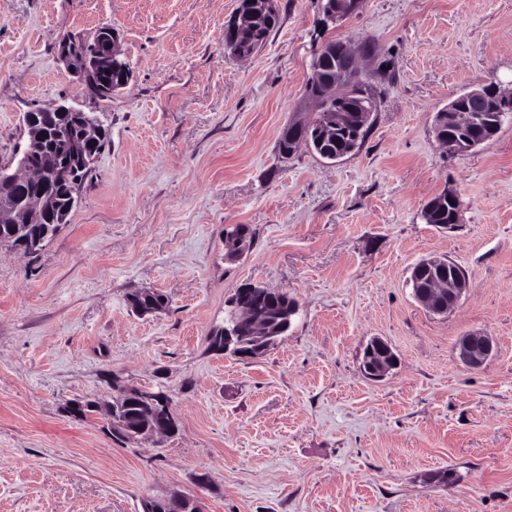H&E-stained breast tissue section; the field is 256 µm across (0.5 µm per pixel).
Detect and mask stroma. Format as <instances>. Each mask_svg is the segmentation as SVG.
<instances>
[{"label": "stroma", "instance_id": "obj_1", "mask_svg": "<svg viewBox=\"0 0 512 512\" xmlns=\"http://www.w3.org/2000/svg\"><path fill=\"white\" fill-rule=\"evenodd\" d=\"M277 2L279 26L238 60V0H0V166L25 113L63 99L108 139L40 253L0 245V512H142L174 491L201 512H512V123L463 155L434 133L457 94L512 82V0H364L328 29L319 0ZM107 25L131 77L101 100L57 45ZM333 39L377 47L360 61L383 75L365 142L335 163L281 158ZM446 188L452 229L422 217ZM237 224L255 240L230 262ZM430 256L469 277L445 315L409 286ZM246 284L288 292L298 318L259 357L210 352ZM137 290L166 309L135 315ZM474 330L496 341L475 370L456 349ZM373 337L399 359L378 382L360 370ZM115 379L165 390L177 434L122 444L64 413ZM444 468L455 483H428Z\"/></svg>", "mask_w": 512, "mask_h": 512}]
</instances>
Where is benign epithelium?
I'll use <instances>...</instances> for the list:
<instances>
[{
  "instance_id": "benign-epithelium-1",
  "label": "benign epithelium",
  "mask_w": 512,
  "mask_h": 512,
  "mask_svg": "<svg viewBox=\"0 0 512 512\" xmlns=\"http://www.w3.org/2000/svg\"><path fill=\"white\" fill-rule=\"evenodd\" d=\"M274 0H247V3L238 7L236 14L225 24L224 30L239 33L253 20L254 11H266L271 9ZM362 7V0H330L329 17L333 21L345 19L346 16L356 12ZM59 59L69 69L78 75L90 68H96L104 60H109L115 65L125 60V54L120 46L119 33L112 27H104L98 31L93 40L84 43V47L77 52H63ZM358 52L351 55V64L343 75L336 79V83L325 90V96L338 102L348 98L349 88L360 77L357 66ZM491 94L504 102L512 100V88H505L497 81H491L478 89L469 91L470 97L481 99ZM304 101L310 107L308 112H298L284 126V131L295 138L312 122L317 113L322 110V99L309 92L304 94ZM55 112H68L80 120L84 139L96 136L97 125L85 118V113L58 102L51 107H41L37 112H29L26 117L31 122H38L50 117ZM52 161L49 156L43 155L39 162L32 163L27 158H21L16 166L11 168L0 167V195L9 199V192L19 184H27L33 187L30 203L35 208L47 205L46 195L41 190L43 176L47 169L51 168ZM248 246V239H233L224 244L225 256L229 260L241 258ZM409 282L412 285L414 299L430 312L443 315L453 310L459 303L462 294L468 288V275L460 266L450 260L441 257L426 258L416 263L410 273ZM246 326L250 332V339L258 344L278 341V337L271 335L261 317L258 315L252 297L241 296L227 304L224 312V350L230 352L231 346H240L238 331ZM460 361L470 369L482 367L492 356L495 343L492 337L482 331H473L460 337L457 343ZM396 354L391 347L378 337L372 338L364 348L361 372L373 381H380L387 377L396 367L394 361ZM135 397L141 401L153 404L155 399L152 393L140 390L131 394L123 389L115 388L102 410L108 411L112 405L128 398ZM169 434L168 427H157L152 423L143 424L137 428L135 441L143 442L164 437Z\"/></svg>"
}]
</instances>
